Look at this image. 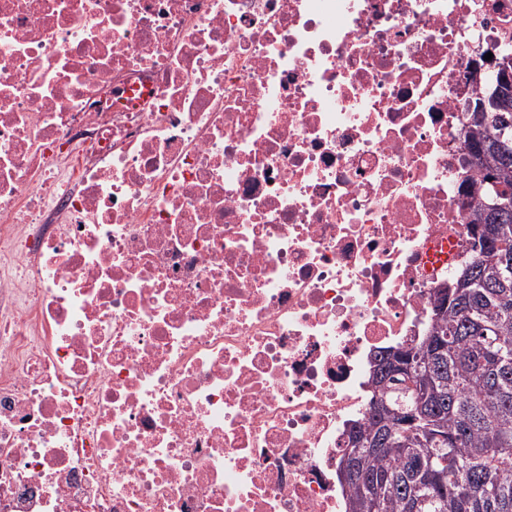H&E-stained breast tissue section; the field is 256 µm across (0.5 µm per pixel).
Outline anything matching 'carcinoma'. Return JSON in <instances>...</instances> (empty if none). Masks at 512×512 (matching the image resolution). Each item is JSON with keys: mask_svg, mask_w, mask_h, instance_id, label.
<instances>
[{"mask_svg": "<svg viewBox=\"0 0 512 512\" xmlns=\"http://www.w3.org/2000/svg\"><path fill=\"white\" fill-rule=\"evenodd\" d=\"M474 106L466 139L480 177L469 181L473 214L488 231L473 241V260L432 309L427 338L407 356L417 393L384 372L393 348L375 354L376 373L359 446L347 460L345 512H512V206L489 212V179L512 191V82ZM418 407V428L402 426Z\"/></svg>", "mask_w": 512, "mask_h": 512, "instance_id": "1", "label": "carcinoma"}]
</instances>
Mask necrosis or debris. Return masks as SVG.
Listing matches in <instances>:
<instances>
[{
  "instance_id": "obj_1",
  "label": "necrosis or debris",
  "mask_w": 512,
  "mask_h": 512,
  "mask_svg": "<svg viewBox=\"0 0 512 512\" xmlns=\"http://www.w3.org/2000/svg\"><path fill=\"white\" fill-rule=\"evenodd\" d=\"M487 52L512 0H0V512H344Z\"/></svg>"
}]
</instances>
